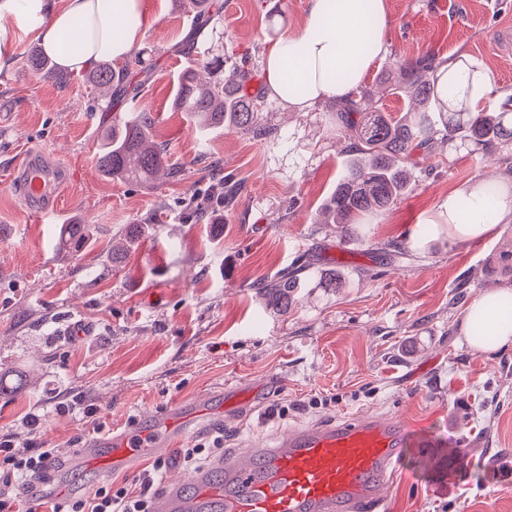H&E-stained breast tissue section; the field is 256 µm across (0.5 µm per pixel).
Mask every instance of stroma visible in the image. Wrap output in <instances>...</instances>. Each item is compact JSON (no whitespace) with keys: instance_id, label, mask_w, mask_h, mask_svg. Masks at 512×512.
I'll return each mask as SVG.
<instances>
[{"instance_id":"obj_1","label":"stroma","mask_w":512,"mask_h":512,"mask_svg":"<svg viewBox=\"0 0 512 512\" xmlns=\"http://www.w3.org/2000/svg\"><path fill=\"white\" fill-rule=\"evenodd\" d=\"M221 18L206 40L225 57H248L252 87L282 36L299 32L307 0H213ZM387 52L366 72L360 92L393 115L412 101L394 95L396 60L458 57L478 67L496 93H512V0H387ZM142 59L128 57L136 102L156 119L177 177L150 184L106 178L96 166L103 133L133 101L97 104L87 73L65 84L36 73L40 44L27 22L0 15L15 51L0 68V372L28 383L0 396V436L50 448L49 484L31 499L72 485L88 496L101 486L138 487V469L101 473L75 449L97 433L148 424L173 404L212 394L214 408L191 441L224 433V448L269 439L291 426L368 412L409 417L437 448H406L386 489V512H512V349L472 350L463 334L471 302L512 291L493 262L512 250V214L477 240L450 237L440 222L448 196L463 197L480 178L512 197V145L475 153L461 142L415 151L407 191L386 212L364 217L357 235L324 223L352 139L340 130L337 101L291 112L265 101L271 136L246 130L200 134L173 111L175 79L188 64L174 46L192 19L183 0H144ZM46 154L65 186L57 212L38 217L17 188L16 170L32 150ZM243 190L233 207L205 220L185 209L214 168ZM90 226L80 252L61 246L58 229ZM137 224L134 243L128 225ZM410 244L411 259L393 254ZM334 273L339 287L305 276L287 312L268 306L258 286L299 256ZM80 326L81 335L71 333ZM277 378L282 392L250 417L223 407L224 390L258 388ZM38 414L40 426L26 421ZM468 475L455 480L460 465Z\"/></svg>"}]
</instances>
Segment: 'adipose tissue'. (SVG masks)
Returning <instances> with one entry per match:
<instances>
[{
    "label": "adipose tissue",
    "instance_id": "obj_1",
    "mask_svg": "<svg viewBox=\"0 0 512 512\" xmlns=\"http://www.w3.org/2000/svg\"><path fill=\"white\" fill-rule=\"evenodd\" d=\"M29 13L38 17L37 37L46 55L64 69L80 72L100 62L126 59L142 38L139 25L142 0H28ZM390 22L387 0H309L306 20L297 35L274 44L264 61L269 95L290 108L303 110L321 100H344L358 88L371 64L385 50L384 34ZM466 223H456L455 198H448L443 214L448 233L473 239L486 233L481 186L469 191ZM498 292L480 295L466 317L470 348L491 352L512 347V324L503 322Z\"/></svg>",
    "mask_w": 512,
    "mask_h": 512
}]
</instances>
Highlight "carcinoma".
I'll list each match as a JSON object with an SVG mask.
<instances>
[{
  "label": "carcinoma",
  "mask_w": 512,
  "mask_h": 512,
  "mask_svg": "<svg viewBox=\"0 0 512 512\" xmlns=\"http://www.w3.org/2000/svg\"><path fill=\"white\" fill-rule=\"evenodd\" d=\"M195 12L194 34L211 25L214 14L209 0H187ZM188 66L181 74L174 109L186 113L201 129H242L266 134L260 107L264 97L248 91L252 69L248 62L224 76V56L214 46L192 40L184 48ZM404 82L398 93L422 106L419 112L398 117L372 110L370 100L360 96L349 101L338 120L341 128L354 140L349 159L343 166L336 188L322 211L350 234L361 215L377 214L390 207L410 183L408 163L414 151L428 149L437 139L448 142L460 139L476 149L493 143H512V97L491 111L473 112L470 106L490 96L485 78L465 60L440 71L433 56L425 54L401 63ZM97 86L107 93L124 88L127 70H115L102 64L91 73ZM155 119L141 110L112 124L97 154L100 172L128 183L149 184L160 174L173 177L178 168L169 160L164 145L153 140ZM235 188L216 183L207 197L190 200L191 215L202 218L211 209L231 202ZM60 243L76 250L89 242L86 225L79 222L61 225ZM310 269L307 262L296 263L261 284L268 304L286 313L301 275Z\"/></svg>",
  "instance_id": "1"
}]
</instances>
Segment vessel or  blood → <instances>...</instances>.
<instances>
[{"instance_id": "b4317fda", "label": "vessel or blood", "mask_w": 512, "mask_h": 512, "mask_svg": "<svg viewBox=\"0 0 512 512\" xmlns=\"http://www.w3.org/2000/svg\"><path fill=\"white\" fill-rule=\"evenodd\" d=\"M32 151L23 163V189L33 201L55 196L56 178ZM205 399L179 402L155 419L152 446L168 454L183 446L206 413ZM402 417L354 415L290 428L271 443L228 454L188 479H166L153 512H385V488L408 445ZM140 430L90 441L76 456L107 473L137 466Z\"/></svg>"}]
</instances>
